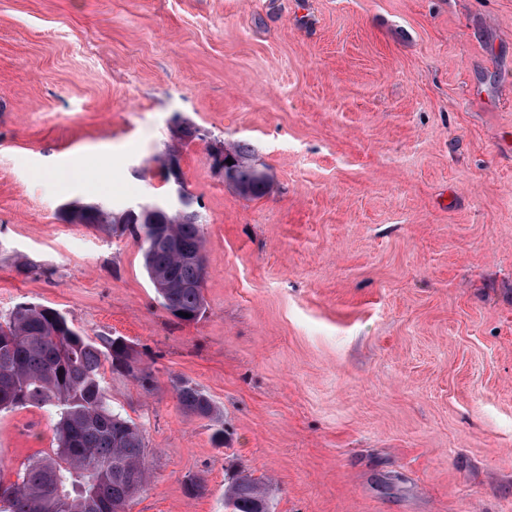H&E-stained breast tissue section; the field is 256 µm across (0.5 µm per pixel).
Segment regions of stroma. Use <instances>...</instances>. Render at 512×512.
<instances>
[{
    "instance_id": "stroma-1",
    "label": "stroma",
    "mask_w": 512,
    "mask_h": 512,
    "mask_svg": "<svg viewBox=\"0 0 512 512\" xmlns=\"http://www.w3.org/2000/svg\"><path fill=\"white\" fill-rule=\"evenodd\" d=\"M236 141L266 195L212 168ZM172 146L205 239L191 323L129 235L60 212L162 199ZM22 302L151 373L103 368L146 430L129 512H226L241 470L271 512H512V0H0V314ZM54 446L45 410L0 412V481ZM180 408L188 415L198 418H217V407L213 400L197 385L179 379L174 383Z\"/></svg>"
}]
</instances>
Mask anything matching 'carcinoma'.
Wrapping results in <instances>:
<instances>
[{
  "mask_svg": "<svg viewBox=\"0 0 512 512\" xmlns=\"http://www.w3.org/2000/svg\"><path fill=\"white\" fill-rule=\"evenodd\" d=\"M219 152L233 161L227 166L229 183L242 196L268 192L269 176L255 164L250 143L240 141ZM172 160L177 157L169 152L158 159L169 185L168 200L157 204L159 212L78 203L66 220L128 232L163 308L190 323L206 310L204 238L182 173L171 174ZM105 362L144 388L151 381V373L136 366L134 349L120 336H83L60 312L39 304H19L0 315V411L37 407L55 420L52 453L29 459L16 482H0V512H127L145 487L150 478L145 434L112 409L101 384ZM174 387L186 414L217 418L215 403L197 385L179 379ZM224 504L231 512H270L267 488L244 472L225 488Z\"/></svg>",
  "mask_w": 512,
  "mask_h": 512,
  "instance_id": "obj_1",
  "label": "carcinoma"
}]
</instances>
